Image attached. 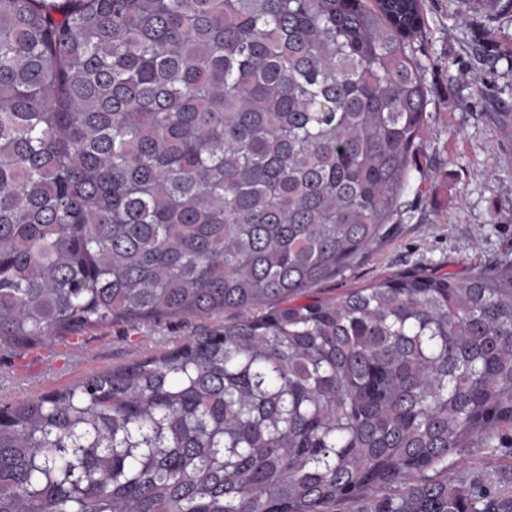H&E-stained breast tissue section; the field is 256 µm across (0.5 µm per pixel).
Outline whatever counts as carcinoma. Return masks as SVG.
I'll use <instances>...</instances> for the list:
<instances>
[{"label":"carcinoma","mask_w":512,"mask_h":512,"mask_svg":"<svg viewBox=\"0 0 512 512\" xmlns=\"http://www.w3.org/2000/svg\"><path fill=\"white\" fill-rule=\"evenodd\" d=\"M421 0H0V347L230 312L0 406V512H512V261L318 284L399 223ZM473 461L474 463H470ZM489 480L497 486L512 484V457L502 456L488 450H480L476 456L459 461L448 468V482L467 486L473 478Z\"/></svg>","instance_id":"cac0c4a2"}]
</instances>
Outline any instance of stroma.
<instances>
[{
	"label": "stroma",
	"mask_w": 512,
	"mask_h": 512,
	"mask_svg": "<svg viewBox=\"0 0 512 512\" xmlns=\"http://www.w3.org/2000/svg\"><path fill=\"white\" fill-rule=\"evenodd\" d=\"M422 0L426 35L416 45L431 92L426 146L411 163L414 190L401 222L354 268L318 286L333 298L412 268L467 274L512 258V68L503 58L512 43L498 42L493 59L475 51L495 34L512 33V0ZM480 83H472L474 70ZM223 316L89 328L50 336L24 350L0 349V406L26 400L140 358L168 352L206 333ZM512 485V457L487 450L448 470V480L473 478Z\"/></svg>",
	"instance_id": "1"
}]
</instances>
